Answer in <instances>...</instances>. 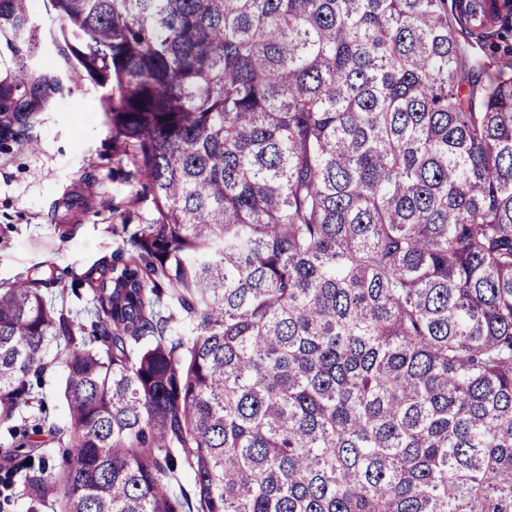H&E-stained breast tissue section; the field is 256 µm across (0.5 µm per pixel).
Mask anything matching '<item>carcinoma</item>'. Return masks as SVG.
<instances>
[{"label": "carcinoma", "mask_w": 512, "mask_h": 512, "mask_svg": "<svg viewBox=\"0 0 512 512\" xmlns=\"http://www.w3.org/2000/svg\"><path fill=\"white\" fill-rule=\"evenodd\" d=\"M44 6L0 0V148L106 88L153 218L84 274L96 336L0 288L1 417L64 352L28 494L512 512V0Z\"/></svg>", "instance_id": "1"}]
</instances>
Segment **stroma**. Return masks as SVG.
Instances as JSON below:
<instances>
[{
	"instance_id": "obj_1",
	"label": "stroma",
	"mask_w": 512,
	"mask_h": 512,
	"mask_svg": "<svg viewBox=\"0 0 512 512\" xmlns=\"http://www.w3.org/2000/svg\"><path fill=\"white\" fill-rule=\"evenodd\" d=\"M102 94V88L79 82L73 95L40 116L31 131L36 149L13 143L0 150V287L54 271L58 282L46 297L78 311L88 336L95 326L86 312L91 294L80 285L83 275L152 218L142 179L128 159L112 152ZM64 378L61 361H52L30 400L11 419L0 420V512H59V491L30 499L24 477L53 468L62 448L44 444L17 454L13 433L42 421L65 425Z\"/></svg>"
}]
</instances>
